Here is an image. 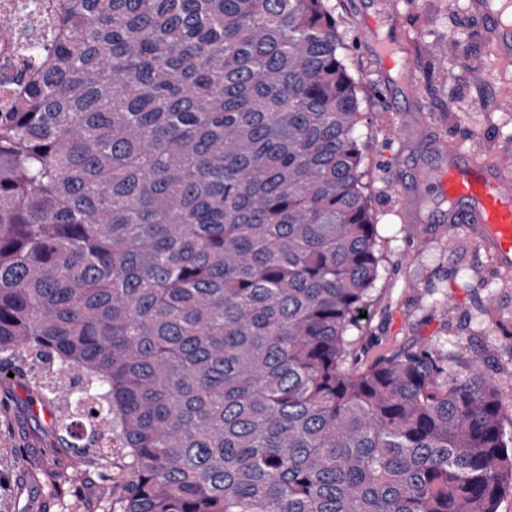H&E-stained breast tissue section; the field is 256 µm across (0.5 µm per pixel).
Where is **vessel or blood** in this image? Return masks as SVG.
<instances>
[{"label":"vessel or blood","instance_id":"vessel-or-blood-1","mask_svg":"<svg viewBox=\"0 0 512 512\" xmlns=\"http://www.w3.org/2000/svg\"><path fill=\"white\" fill-rule=\"evenodd\" d=\"M470 10L490 28L498 65L512 62V0H470ZM445 166L420 170L417 194L404 200L414 221L470 224L484 250L512 267V157L462 155L452 140L438 144Z\"/></svg>","mask_w":512,"mask_h":512}]
</instances>
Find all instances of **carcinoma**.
I'll use <instances>...</instances> for the list:
<instances>
[{
  "mask_svg": "<svg viewBox=\"0 0 512 512\" xmlns=\"http://www.w3.org/2000/svg\"><path fill=\"white\" fill-rule=\"evenodd\" d=\"M327 0H43L0 112V392L40 361L122 512H497L484 359L366 369L379 277Z\"/></svg>",
  "mask_w": 512,
  "mask_h": 512,
  "instance_id": "cac0c4a2",
  "label": "carcinoma"
}]
</instances>
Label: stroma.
Returning <instances> with one entry per match:
<instances>
[{"label": "stroma", "instance_id": "1", "mask_svg": "<svg viewBox=\"0 0 512 512\" xmlns=\"http://www.w3.org/2000/svg\"><path fill=\"white\" fill-rule=\"evenodd\" d=\"M394 16L382 37L401 44L406 68H383L366 31L384 8ZM341 38L338 53L356 83L366 194L376 225L381 275L373 300L350 335L362 366L418 341L480 355L512 419V269L498 267L471 225L410 222L400 194L422 167L440 162L435 146L454 135L466 151H512V111L501 109L512 66L489 67L494 40L468 0H328ZM420 86L403 89L404 70ZM51 410L25 431L0 428V512H121L127 459L75 457L52 447ZM24 452L25 470L14 464ZM80 465L90 482L60 484L53 471Z\"/></svg>", "mask_w": 512, "mask_h": 512}]
</instances>
